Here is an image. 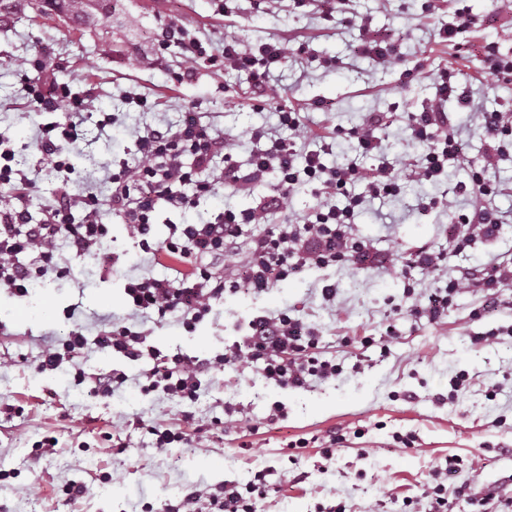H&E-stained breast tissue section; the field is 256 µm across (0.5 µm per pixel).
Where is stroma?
<instances>
[{
  "label": "stroma",
  "mask_w": 512,
  "mask_h": 512,
  "mask_svg": "<svg viewBox=\"0 0 512 512\" xmlns=\"http://www.w3.org/2000/svg\"><path fill=\"white\" fill-rule=\"evenodd\" d=\"M459 8L473 22L454 42L444 41L439 30L455 23ZM100 11L99 25L85 26L24 0L20 11L0 18V133L36 181L29 221L42 220L58 187L36 147L45 117L19 96L22 77L38 76L32 59L44 52L57 82L92 97L85 127L95 141L69 146L75 171L68 192L97 195L110 226L100 251L118 259L112 274L101 273L96 255L77 253L62 239L57 255L68 278L47 275L24 298L0 290V512H168L191 492L202 510L225 482L243 485L258 473L266 493L256 512H328L336 505L404 512L405 498L424 500L434 470L451 457L460 464L448 474V488L512 484V282L491 295L462 289L434 320L411 315L460 268L512 262V154L489 171L504 189L491 200L503 217L494 240L447 254L458 231L448 214L470 207L466 169L438 183L402 178L396 192L366 198L355 215L358 232L392 269L348 263L305 271L260 294L240 288L213 302L191 330L178 315L161 322L127 306L129 280L162 277L166 269L109 208L113 156L132 149L144 127L189 114L228 137L243 165L258 147L253 130H277L280 110L298 112L312 133L307 148H324L326 166L337 168L352 155L353 132L375 112L386 115L376 131L385 157L424 155L427 146L413 137L407 116L429 105L444 69L475 107L512 113V77L489 82L480 75L487 49L512 55V0H351L345 14L336 0H100ZM170 23L219 47L231 31L243 50L287 43L290 56L272 75L281 91L277 107L257 108L245 74L204 60L190 78L173 80L183 66L181 45L155 52ZM366 34L390 44L392 64L364 54ZM127 92L146 97L150 110L123 109ZM105 112L117 120L100 139L95 123ZM210 179L216 192L195 208L158 213L152 242L167 237L169 224L254 207L276 183L271 175L249 191L222 185L217 171ZM441 199L449 209L437 208ZM422 246L446 253L437 271L409 266ZM327 284L336 287L335 301L322 296ZM282 311L317 334L319 352L342 363L340 377L283 390L227 365L210 373L197 400L182 401L145 392L151 360L131 361L95 343L117 324L146 332V347L205 362L241 341L254 316ZM492 329L497 337H489ZM73 332L86 338L85 348L57 370L39 372L43 352L61 348ZM112 371L126 380L102 394L95 379ZM463 373L465 387L451 392V379ZM277 401L287 414L272 421ZM228 406L236 410L230 421L223 418ZM156 423L182 432L183 441L155 447L147 428ZM399 433L414 436L413 448L396 441ZM77 485L82 493H74Z\"/></svg>",
  "instance_id": "35a3bbf8"
}]
</instances>
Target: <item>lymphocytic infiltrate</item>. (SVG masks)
I'll use <instances>...</instances> for the list:
<instances>
[{"label":"lymphocytic infiltrate","mask_w":512,"mask_h":512,"mask_svg":"<svg viewBox=\"0 0 512 512\" xmlns=\"http://www.w3.org/2000/svg\"><path fill=\"white\" fill-rule=\"evenodd\" d=\"M173 40L182 42L186 63L203 59L245 72L258 101L276 104L278 91L270 83V73L287 59L285 43L267 42L257 51L248 52L239 50L237 41L229 38L223 51L218 52L184 28L170 26L162 29L157 45L164 48ZM34 65L40 79L23 81L22 88L28 105L49 117L39 128L37 146L51 161L59 193L42 223H28L22 205L35 182L19 163L10 139L0 135V187L7 189L12 198L11 205L0 210V289L18 297L27 295L32 279L51 272L64 275L56 259L58 238L68 239L76 252L84 253L98 247L109 234L96 196L76 199L68 192L73 166L66 147L85 135L86 102L50 78L48 55H39ZM435 89L434 103L409 116L414 137L428 141V151L404 164L409 177L432 183L442 181L449 169L461 166L466 159L464 144L452 127L446 106L452 100L459 107L470 106L465 94L452 86L448 72L440 73ZM62 103L67 104V111H59ZM280 122L282 134L267 136L244 166L233 159L222 136L194 118L164 129L145 127L134 140L131 158H113L112 213L126 224L132 236L144 240L159 210L192 208L199 197L211 192L209 174L216 163H223L224 183L233 188L256 186L272 172L278 176L275 189L262 196L255 207L238 212L228 209L203 224L170 225L168 238L153 249L154 256L166 259L169 274L129 280L124 293L133 310L152 312L161 318L177 312L183 326L190 329L210 313L213 301L239 285L263 292L309 268L348 262L385 264V257L372 251L355 224V210L365 196L389 195L398 188L395 168L382 159V146L374 134L384 122L383 115H370L365 127L355 134L354 157L339 168L327 167L320 151L299 154L297 145L309 133L297 113H281ZM371 156L378 157V164L364 168L362 159ZM493 164V156L485 155L483 166L470 176L471 208L450 215L452 223L464 227L451 245L454 254L465 252L476 241L493 239L499 230L502 217L489 205L499 188L486 176ZM360 185L365 186V193H357ZM303 187L313 188L319 195L342 196L344 203L310 208L302 223L281 224L271 233L247 236V227L265 223L271 214L287 209L289 197ZM78 209L83 212L79 220L74 217ZM30 252L36 253L37 266L21 265L19 255ZM509 280L512 269L499 263L464 269L458 277L449 279L445 293L431 296L427 306L413 309L412 314L437 318L460 289L473 286L490 291ZM144 342L142 333L117 325L100 339L102 347L128 360H153L146 392L191 400L196 398L204 376L226 364L256 368L268 383L282 389H303L312 380L335 379L343 373L335 359L317 353L316 333L285 312L255 317L241 344L206 363L179 353L169 356L154 349L144 350ZM265 493L262 475H255L245 485L229 484L223 494L210 496L209 512H254L256 499Z\"/></svg>","instance_id":"f902f5d3"}]
</instances>
